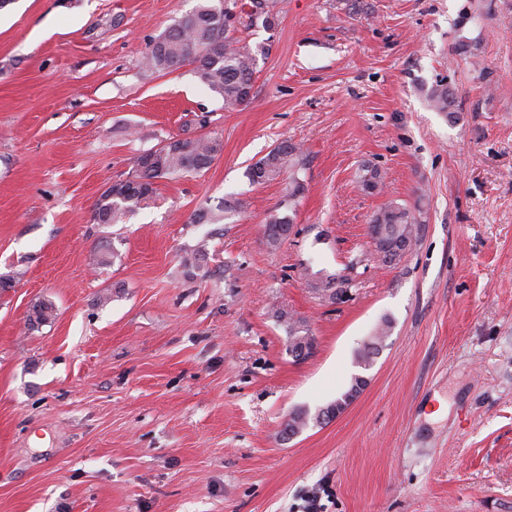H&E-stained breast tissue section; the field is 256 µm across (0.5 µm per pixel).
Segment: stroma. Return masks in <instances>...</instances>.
I'll return each instance as SVG.
<instances>
[{
    "label": "stroma",
    "mask_w": 512,
    "mask_h": 512,
    "mask_svg": "<svg viewBox=\"0 0 512 512\" xmlns=\"http://www.w3.org/2000/svg\"><path fill=\"white\" fill-rule=\"evenodd\" d=\"M197 3L0 9V512H306L315 493L323 512H512V0H278L273 29L238 31L271 50L234 109L191 67L143 66ZM202 134L224 143L209 168L94 223L134 155ZM284 140L304 191L272 248L289 179L245 171ZM225 199L235 216L194 223ZM391 202L419 219L394 267L368 235ZM42 300L56 316L28 329ZM280 309L314 337L305 359ZM356 376L346 413L284 435ZM291 224H293V218L289 214L283 216H280L278 213L270 214L265 226L267 244L272 248L281 245L288 238V230ZM291 228L289 235L292 233L293 225ZM309 285L314 292L328 296L330 299L335 300L338 296L344 292V285L349 283V279L345 276L339 277H327L323 278H309ZM345 291L344 293H346ZM278 321L285 323L286 331L288 333V350L296 359H301V355L298 354V351L304 342V340L308 339V329H305L303 325L304 321L299 319H294L293 315L288 314V312L283 310H278L275 313Z\"/></svg>",
    "instance_id": "1"
}]
</instances>
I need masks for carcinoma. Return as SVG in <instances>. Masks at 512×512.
<instances>
[{
  "mask_svg": "<svg viewBox=\"0 0 512 512\" xmlns=\"http://www.w3.org/2000/svg\"><path fill=\"white\" fill-rule=\"evenodd\" d=\"M249 10L238 9V0H199L190 11L183 14L168 29L149 45L145 56V67L159 75L172 73L190 65L199 81L224 100V107L235 108L248 103L251 97L257 57L269 53L271 45H259L252 50L236 36L238 26L252 27L262 24L269 30L275 25L276 0H249ZM430 105L438 112L448 114L452 104V93L444 81L437 82L428 93ZM223 142L213 136L201 135L174 139L161 147L133 157L131 172L124 179L113 182L97 199L93 220L98 224H117L122 221L126 204H149L155 198L156 184L161 179L197 173L208 168L222 152ZM302 156L301 148L286 140L275 145L264 157L251 164L246 177L253 185H263L288 173L291 179L288 188V210L295 207V199L304 190L298 177L297 166ZM359 183L368 193L381 190V176L376 169H364ZM237 205L223 201L215 207H202L195 213L198 224H220ZM372 224L386 226L388 235L403 243L394 253L387 266L398 265L417 241L418 218L410 209L398 205H387L373 214ZM293 224L290 215L271 214L266 220L267 244L276 248L288 238ZM209 252L206 245L185 253L182 265L187 271L198 270L207 264ZM314 292L334 300L344 292L349 279L344 276L311 278ZM278 321L285 323L288 333V350L299 359L298 351L308 339L303 321L283 310L275 312ZM55 318V306L49 301L35 304L27 325L33 329L49 323ZM390 321H384L379 334L364 344L357 353L358 364L367 366L379 353L381 339L386 335ZM326 418L324 414L311 416L303 409L295 410L286 423L284 431L293 434L308 425L310 420Z\"/></svg>",
  "mask_w": 512,
  "mask_h": 512,
  "instance_id": "cac0c4a2",
  "label": "carcinoma"
}]
</instances>
